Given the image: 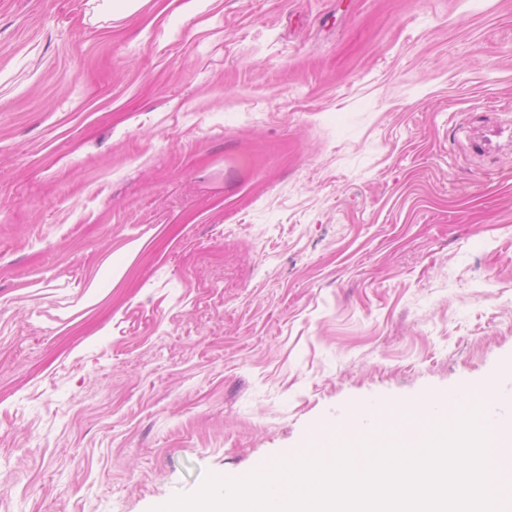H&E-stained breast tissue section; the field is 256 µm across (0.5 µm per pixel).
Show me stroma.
Masks as SVG:
<instances>
[{
  "mask_svg": "<svg viewBox=\"0 0 512 512\" xmlns=\"http://www.w3.org/2000/svg\"><path fill=\"white\" fill-rule=\"evenodd\" d=\"M511 120L512 0H0V512L512 366Z\"/></svg>",
  "mask_w": 512,
  "mask_h": 512,
  "instance_id": "stroma-1",
  "label": "stroma"
}]
</instances>
